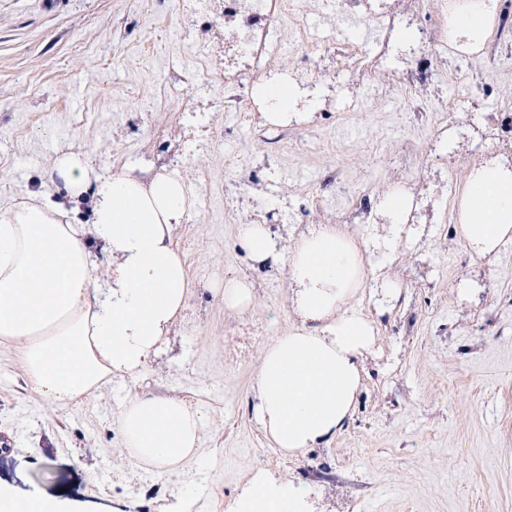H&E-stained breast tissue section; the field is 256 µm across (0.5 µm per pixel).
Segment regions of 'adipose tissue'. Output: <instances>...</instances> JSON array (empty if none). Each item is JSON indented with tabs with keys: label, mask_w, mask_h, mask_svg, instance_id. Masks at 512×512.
<instances>
[{
	"label": "adipose tissue",
	"mask_w": 512,
	"mask_h": 512,
	"mask_svg": "<svg viewBox=\"0 0 512 512\" xmlns=\"http://www.w3.org/2000/svg\"><path fill=\"white\" fill-rule=\"evenodd\" d=\"M53 172L57 196L0 209V341L15 347L33 390L66 406L112 379H139L165 343L191 293L172 232L194 200L164 175L101 177L74 151L58 155ZM465 194L458 235L484 258L512 239V171L493 159L474 163ZM82 196L92 204L86 226L67 207ZM238 237L254 264L286 269L302 321L264 348L252 404L272 446L296 456L335 438L353 415L374 328L345 303L364 282L367 245L334 224L298 235L287 248L265 224L240 225ZM98 249L109 258L103 272ZM206 424L185 400L146 393L128 397L119 417L132 456L172 473L193 459ZM305 508L296 487L260 473L240 512Z\"/></svg>",
	"instance_id": "adipose-tissue-1"
}]
</instances>
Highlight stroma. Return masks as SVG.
Here are the masks:
<instances>
[{"instance_id": "stroma-1", "label": "stroma", "mask_w": 512, "mask_h": 512, "mask_svg": "<svg viewBox=\"0 0 512 512\" xmlns=\"http://www.w3.org/2000/svg\"><path fill=\"white\" fill-rule=\"evenodd\" d=\"M284 0L269 73L308 57L321 93L287 141L269 144L224 109V27L197 0H0V207L52 190L58 153L87 154L105 177L164 174L195 208L173 240L193 283L167 343L137 381L103 384L52 405L34 393L16 349L0 342V492L37 494L59 512H235L256 473L304 487L310 512H512V240L474 254L447 215L404 225L393 244L350 225L373 273L347 300L374 327L363 389L345 431L298 457L272 448L252 417L261 353L301 321L285 272L256 279L251 305L225 308L226 280L248 273L240 224L279 223L281 238L330 223L328 205L386 183L465 186L466 137L491 110L512 109V46L438 53L423 117L401 95L361 93L346 110V76L318 50L336 31L360 45L366 19L321 0ZM458 134L425 135L447 119ZM421 147L407 167L406 143ZM344 181L323 186L327 169ZM327 202L316 209L315 197ZM137 392L181 398L207 417L197 454L168 474L136 462L118 416ZM320 459L337 472L310 471Z\"/></svg>"}]
</instances>
